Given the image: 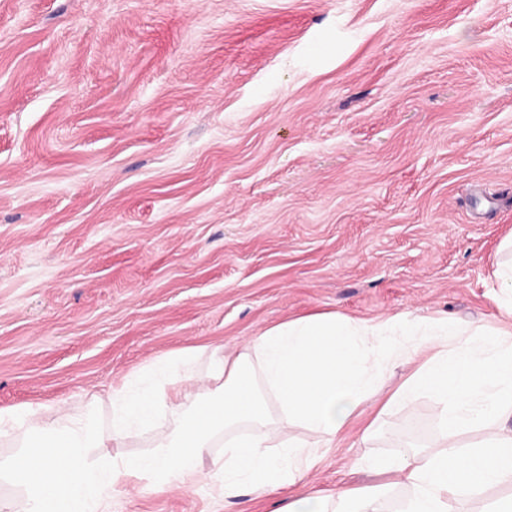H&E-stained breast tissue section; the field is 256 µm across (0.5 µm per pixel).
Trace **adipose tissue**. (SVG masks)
<instances>
[{
    "label": "adipose tissue",
    "instance_id": "adipose-tissue-1",
    "mask_svg": "<svg viewBox=\"0 0 512 512\" xmlns=\"http://www.w3.org/2000/svg\"><path fill=\"white\" fill-rule=\"evenodd\" d=\"M501 249L508 259L496 270L503 318L495 327L311 315L267 329L233 357L203 346L151 361L110 394L105 434L82 415L0 410V439L21 443L17 456L0 460V482L23 491L20 506L0 501V512H112L116 489L140 481L164 489L205 479L228 500L247 488L285 494L277 512H381L395 487L408 492L403 512H453L484 490L511 486L512 236ZM398 363L410 372L387 387L385 372ZM418 395L439 404L431 441L378 466L386 482L333 494L308 488L322 449L335 447L369 408L385 416ZM165 412L173 427L149 452L96 461L105 441L149 430ZM292 426L303 437L288 436ZM474 430L479 439L460 445ZM219 439L223 460L202 470Z\"/></svg>",
    "mask_w": 512,
    "mask_h": 512
}]
</instances>
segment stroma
<instances>
[{"instance_id":"35a3bbf8","label":"stroma","mask_w":512,"mask_h":512,"mask_svg":"<svg viewBox=\"0 0 512 512\" xmlns=\"http://www.w3.org/2000/svg\"><path fill=\"white\" fill-rule=\"evenodd\" d=\"M512 0H0V410L314 314L499 318ZM421 397L310 480L426 443ZM112 512H225L209 482Z\"/></svg>"}]
</instances>
